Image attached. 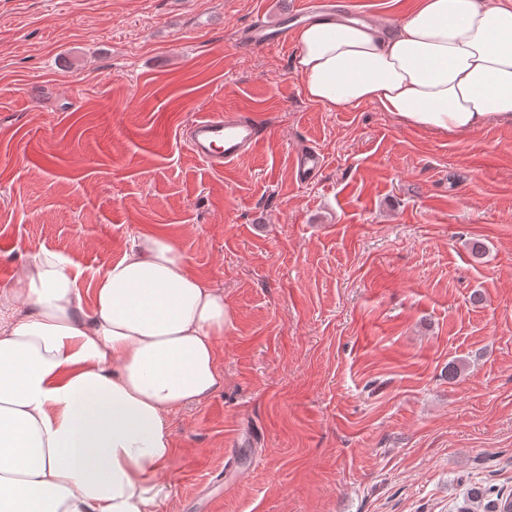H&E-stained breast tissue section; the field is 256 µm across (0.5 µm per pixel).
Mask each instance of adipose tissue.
Segmentation results:
<instances>
[{
    "mask_svg": "<svg viewBox=\"0 0 512 512\" xmlns=\"http://www.w3.org/2000/svg\"><path fill=\"white\" fill-rule=\"evenodd\" d=\"M296 70L328 110L378 105L429 131L512 120V6L420 0L386 30L298 28ZM83 297L60 253L30 255L0 289V512H161L170 418L220 385L223 289L178 242L142 235Z\"/></svg>",
    "mask_w": 512,
    "mask_h": 512,
    "instance_id": "adipose-tissue-1",
    "label": "adipose tissue"
}]
</instances>
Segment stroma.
Returning <instances> with one entry per match:
<instances>
[{
	"label": "stroma",
	"instance_id": "1",
	"mask_svg": "<svg viewBox=\"0 0 512 512\" xmlns=\"http://www.w3.org/2000/svg\"><path fill=\"white\" fill-rule=\"evenodd\" d=\"M297 0H0V288L91 280L142 234L224 291L221 384L172 416L162 512H455L512 491V122L449 135L308 99ZM394 28L420 0H333ZM268 135L216 172L198 112ZM321 148L306 185L290 157ZM247 39L257 45H277L288 49L291 46L288 37V16L277 25H270L262 16H258L250 25ZM471 499L485 500L488 503L486 512H512L511 497L509 495L504 497V492L500 489L496 490L494 486L472 487L460 512H472L468 503Z\"/></svg>",
	"mask_w": 512,
	"mask_h": 512
}]
</instances>
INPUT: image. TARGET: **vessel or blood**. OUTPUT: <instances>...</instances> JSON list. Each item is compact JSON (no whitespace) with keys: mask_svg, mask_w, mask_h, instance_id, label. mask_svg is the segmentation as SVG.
Segmentation results:
<instances>
[{"mask_svg":"<svg viewBox=\"0 0 512 512\" xmlns=\"http://www.w3.org/2000/svg\"><path fill=\"white\" fill-rule=\"evenodd\" d=\"M257 45L289 47L287 22L268 24L256 19L247 35ZM265 130L252 118L220 113H203L191 123L186 145L191 153L216 171L238 163L252 153L263 141ZM325 165V156L313 145L302 146L292 159L291 166L299 183L305 184Z\"/></svg>","mask_w":512,"mask_h":512,"instance_id":"1","label":"vessel or blood"}]
</instances>
